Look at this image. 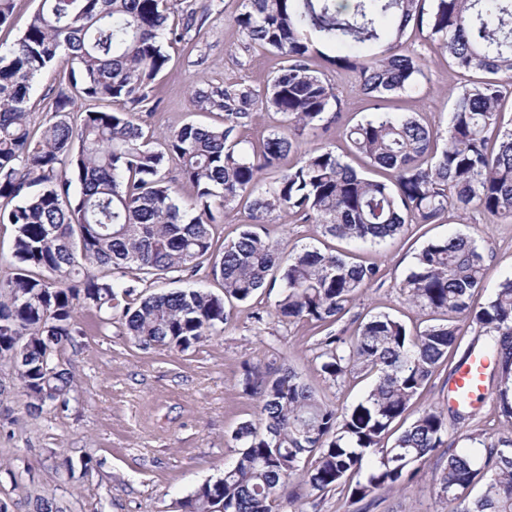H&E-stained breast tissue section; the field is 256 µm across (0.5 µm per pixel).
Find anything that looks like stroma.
<instances>
[{
    "label": "stroma",
    "instance_id": "obj_1",
    "mask_svg": "<svg viewBox=\"0 0 512 512\" xmlns=\"http://www.w3.org/2000/svg\"><path fill=\"white\" fill-rule=\"evenodd\" d=\"M182 12H206L200 34L189 43L173 44L171 63L156 85L160 105L146 118L151 129L166 131L207 114L195 111L192 92L228 82L261 87L275 67L274 58L246 49L236 24L241 0H177ZM406 48L427 63L426 79L403 93L387 96L379 106L360 95L351 78L334 76L347 102L341 121L355 124L376 111L421 113L432 127L445 128L453 91L465 75L449 68L439 49L423 38ZM266 230L284 249L308 246L355 255L378 264L382 282L368 287L338 322L352 334L355 319L386 313L409 331L424 317L408 301L401 283L416 254L430 240L463 234L487 254L485 291L473 298L484 304L492 288L512 276V222L480 212L451 215L437 224L411 227L379 245L323 236L314 223L291 224L271 218ZM275 291L233 303L221 335L195 349L142 348L118 326H103L92 309H79V332L62 353L75 380L67 407H45L30 413L28 399L10 362L0 361V502L8 512H34L37 499H54L64 512H181L180 504L198 486L223 477L238 458L230 436L240 423L257 421V402L243 392L238 379L243 362L263 366L278 361L293 367L337 411L358 402L371 380L359 377L336 387L320 374L314 360L316 342L308 325L279 322L272 314ZM263 323H256L255 314ZM483 401L473 417L449 424L448 438L466 447L475 430L495 434L511 427L495 404V385L484 383ZM87 468H80L81 459ZM72 460L74 471L64 462ZM432 464L420 466L404 489L382 494L370 512H448L439 500Z\"/></svg>",
    "mask_w": 512,
    "mask_h": 512
}]
</instances>
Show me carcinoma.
Segmentation results:
<instances>
[{
	"label": "carcinoma",
	"mask_w": 512,
	"mask_h": 512,
	"mask_svg": "<svg viewBox=\"0 0 512 512\" xmlns=\"http://www.w3.org/2000/svg\"><path fill=\"white\" fill-rule=\"evenodd\" d=\"M170 2L39 0L19 38L0 45V223L13 227L15 259L0 281V359L13 365L29 408L68 405L74 378L59 353L72 343L81 307L110 313L101 322L141 347L185 352L222 332L225 303L276 288L274 316L311 326L323 378L342 386L363 373L372 386L339 414L294 369L243 363L240 384L258 400L260 426L245 422L232 433L236 463L200 485L183 512H275L278 498L296 501L301 488L319 497L339 490L367 510L431 462L448 512H512V431L472 433L471 447L450 448L447 414L426 406L392 436L439 368L456 371L448 354L463 323L485 338L480 351L512 422V276L477 308L484 251L464 235L431 240L401 288L432 322L412 334L380 313L346 336L334 325L382 280L381 267L316 248L286 255L260 231L275 214L379 244L453 211L512 222V126L502 122L501 81L512 80V0H241L238 28L246 44L278 57L275 74L261 90L229 82L194 91L196 109L220 121L166 131L156 148L142 112L159 105L154 83L171 61L165 42L185 40L207 19L193 11L178 23ZM413 32L457 71L488 77L462 87L445 128L418 114L379 113L346 126L347 150L336 153L344 103L327 71L356 79L374 102L410 89L426 77L423 59L403 52ZM58 63L68 88L48 97L52 117L36 128L33 84ZM79 101L96 108L76 129L70 114ZM259 102L288 121V132L246 139ZM304 135L315 144L303 151ZM353 160L382 178L363 175ZM171 162L193 188L186 198L175 191ZM241 209L248 222L222 237L218 219ZM202 270L223 294L140 292Z\"/></svg>",
	"instance_id": "carcinoma-1"
}]
</instances>
